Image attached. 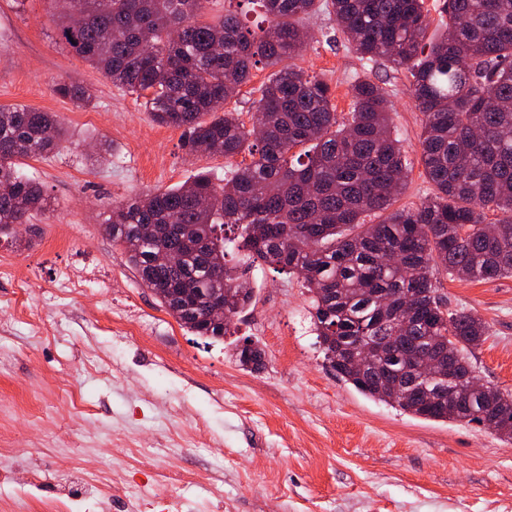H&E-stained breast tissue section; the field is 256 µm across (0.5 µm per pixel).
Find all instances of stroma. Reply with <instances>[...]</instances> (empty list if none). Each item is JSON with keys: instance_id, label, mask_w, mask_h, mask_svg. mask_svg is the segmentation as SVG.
<instances>
[{"instance_id": "1", "label": "stroma", "mask_w": 512, "mask_h": 512, "mask_svg": "<svg viewBox=\"0 0 512 512\" xmlns=\"http://www.w3.org/2000/svg\"><path fill=\"white\" fill-rule=\"evenodd\" d=\"M47 0H0V106L54 113L59 151L24 158V174L51 198L22 244L0 242V496L43 484L15 512H85L87 477L108 472L107 512H127L151 467L135 454L163 442L172 463L209 473L170 488L183 512H512V442L476 424L416 417L336 378L323 359L310 294L296 275L247 270L253 300L224 340L191 336L145 288L100 224L104 206L182 184L200 171L223 175L220 155H191L180 130L156 123L135 95L105 78L61 38ZM312 40L293 63L322 74L347 113L359 75L386 84L394 133L411 171L398 205L433 192L420 164L422 115L403 72L362 60L333 42L334 16L306 17ZM61 79L90 87L93 106L54 94ZM112 152L91 164L90 147ZM105 271L106 287L77 285ZM449 309L488 325L470 361L483 383L512 393V277L441 275ZM266 352L243 370L245 341ZM72 474L59 487V474Z\"/></svg>"}]
</instances>
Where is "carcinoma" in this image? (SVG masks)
I'll return each mask as SVG.
<instances>
[{
	"instance_id": "cac0c4a2",
	"label": "carcinoma",
	"mask_w": 512,
	"mask_h": 512,
	"mask_svg": "<svg viewBox=\"0 0 512 512\" xmlns=\"http://www.w3.org/2000/svg\"><path fill=\"white\" fill-rule=\"evenodd\" d=\"M50 2L61 38L143 99L155 122L182 131L189 151L244 156L222 180L199 172L104 212V233L182 328L221 339L251 305L253 288L226 260L231 231L243 262L303 278L318 343L339 380L425 419L512 427V394L448 392V372H473L469 353L488 327L444 307L436 278L512 276V0H437L448 23L433 36L425 0H249L267 22L257 31L230 9L206 18L207 0ZM322 8L361 58L406 73L423 116L420 163L434 186L416 207H394L409 166L385 88L354 78L340 119L328 81L288 63L308 39L300 20ZM259 65L276 71L248 128L224 102ZM54 92L92 101L66 79ZM63 141L52 113L0 108V238L50 206L17 160ZM495 212L502 217L490 219ZM369 214L378 222L364 223ZM161 252L178 264H155ZM214 299L227 318L207 317ZM430 356L440 358L439 377L416 381L417 363ZM236 359L259 371L265 351L246 345Z\"/></svg>"
}]
</instances>
